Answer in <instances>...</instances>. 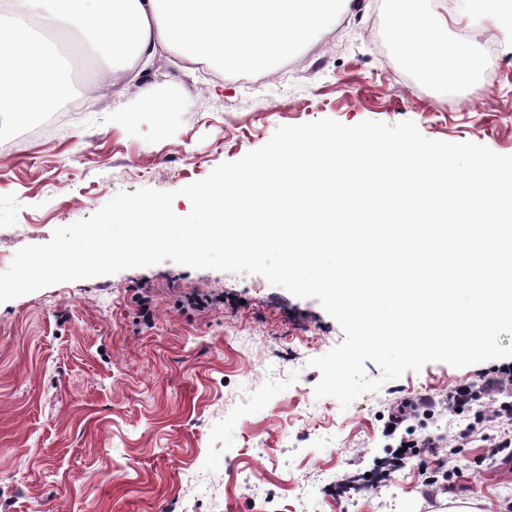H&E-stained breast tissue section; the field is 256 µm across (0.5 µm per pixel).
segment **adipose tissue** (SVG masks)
Segmentation results:
<instances>
[{
	"label": "adipose tissue",
	"mask_w": 512,
	"mask_h": 512,
	"mask_svg": "<svg viewBox=\"0 0 512 512\" xmlns=\"http://www.w3.org/2000/svg\"><path fill=\"white\" fill-rule=\"evenodd\" d=\"M0 11V119L57 112L72 92L68 71L48 54V35L79 32L85 50L104 62L113 85L140 61L174 49L190 66L217 63L246 72L321 35L350 0H7ZM419 0H393L392 44L407 64L438 85L462 82L477 69L470 48L448 42L442 12ZM468 21L490 20L512 34V0H456Z\"/></svg>",
	"instance_id": "adipose-tissue-1"
}]
</instances>
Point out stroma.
<instances>
[{
  "instance_id": "35a3bbf8",
  "label": "stroma",
  "mask_w": 512,
  "mask_h": 512,
  "mask_svg": "<svg viewBox=\"0 0 512 512\" xmlns=\"http://www.w3.org/2000/svg\"><path fill=\"white\" fill-rule=\"evenodd\" d=\"M391 4L353 0L256 82L213 63L186 71L162 49L58 132L35 134L33 114L0 121V270L121 191H171L189 213L181 188L284 125L411 121L428 139L512 155V36L449 23V42L493 75L445 91L394 48ZM146 289L148 323L135 302ZM197 291L224 302L178 307ZM344 339L316 299L170 260L0 303V512H440L445 498L512 512V460L466 436L473 414L413 419L416 435L465 441L399 469L384 434L397 402L479 385L496 361L431 362L344 408L316 397L309 364Z\"/></svg>"
}]
</instances>
